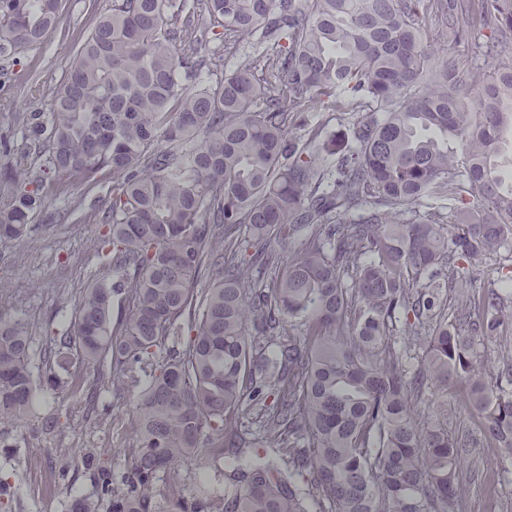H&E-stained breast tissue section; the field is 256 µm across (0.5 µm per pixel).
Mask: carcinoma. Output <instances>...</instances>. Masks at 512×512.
Here are the masks:
<instances>
[{
	"instance_id": "obj_1",
	"label": "carcinoma",
	"mask_w": 512,
	"mask_h": 512,
	"mask_svg": "<svg viewBox=\"0 0 512 512\" xmlns=\"http://www.w3.org/2000/svg\"><path fill=\"white\" fill-rule=\"evenodd\" d=\"M59 8L0 0V62ZM429 18L474 54L435 62ZM216 26L251 48L228 73ZM322 112L349 126L334 150ZM508 131L512 0H112L0 163V238L112 179L105 276L48 338L43 387L86 397L89 421L120 382L138 393L120 462L61 449V477L79 459L94 487L69 512H454L469 449L512 455V294L474 290L487 259L512 258ZM295 236L285 259L274 243ZM8 306L0 283V428L38 404ZM485 340L503 386L479 367ZM451 383L482 435L420 418ZM200 469L218 480L188 498Z\"/></svg>"
}]
</instances>
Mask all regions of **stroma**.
Here are the masks:
<instances>
[{
  "label": "stroma",
  "instance_id": "35a3bbf8",
  "mask_svg": "<svg viewBox=\"0 0 512 512\" xmlns=\"http://www.w3.org/2000/svg\"><path fill=\"white\" fill-rule=\"evenodd\" d=\"M112 9V0H67L56 30L43 44L23 55L8 70H0V141H22L19 116L49 109L48 90L70 70L77 44L76 36L88 35L91 17ZM42 95H33L34 86ZM79 207L55 202L63 216L47 221L37 213L27 240L0 239V280L9 283L12 305L7 315L25 320L31 331L32 347L39 350L47 336L68 325L82 289L101 268L95 244L105 231L99 218L112 201L108 182L80 186ZM40 405L61 413V434L32 440L38 424L29 418L16 428L0 430V479L10 488L12 512H68L71 496H89L90 483L80 477L55 482L44 492L41 473L57 471L58 449L79 443L116 453L128 444L125 419L115 418L113 405H105L100 427H89L83 404L65 394L42 396ZM461 492L457 512H512V458L497 448L471 449L460 473Z\"/></svg>",
  "mask_w": 512,
  "mask_h": 512
}]
</instances>
